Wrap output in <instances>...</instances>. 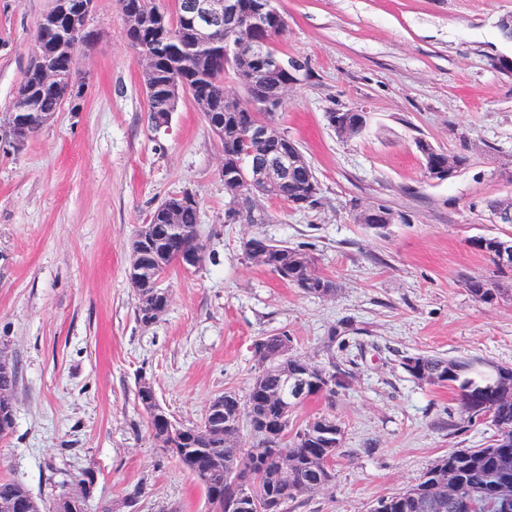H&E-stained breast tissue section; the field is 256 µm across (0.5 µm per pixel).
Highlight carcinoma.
<instances>
[{
    "label": "carcinoma",
    "instance_id": "carcinoma-1",
    "mask_svg": "<svg viewBox=\"0 0 512 512\" xmlns=\"http://www.w3.org/2000/svg\"><path fill=\"white\" fill-rule=\"evenodd\" d=\"M122 14L133 12L159 13V27L127 26L126 36L134 47H141L152 57L150 66L141 72V79L148 99L147 120L151 127L172 115L181 92L175 90V81L181 79L188 86L196 108L204 120L220 126L216 132L224 147V177L243 176L251 173L253 163L259 158V149L243 136L246 126L257 116L274 122L275 113L258 114L250 105V97L264 93L272 85L288 80L282 73L266 69L262 59L228 58L212 56L202 59L193 48L194 34L185 27L181 17H172L156 4V0H119ZM233 76L244 91L235 97L224 90V77ZM31 100L36 110L50 118L67 102L64 88L44 87L35 73L26 71L17 86L7 111ZM316 179L309 164L293 170L288 186L269 185L257 195L278 200L285 192H294ZM178 214L185 236L177 242L159 243L155 240L166 216ZM150 223L154 229L138 241L132 251L140 253L137 259L129 258L127 279L140 278L141 287L135 290L136 316L139 321L148 319L146 305L162 304L158 289L153 287V276L176 268V257L185 244L194 239L198 224V203L185 192L162 200L152 211ZM258 249L271 254L266 267L283 281L300 287L305 293L331 296L336 293V282L317 274L314 258L304 250L275 242L256 234ZM469 292L477 300L492 303L507 293V289L484 280L469 282ZM293 342L287 333L262 336L256 346L274 353L282 342ZM259 371L251 379L244 394L226 391L214 398L215 414L202 417L200 423L183 427V432L171 436L168 427L159 418L161 405L153 398L152 390L137 381L136 395L141 409L147 416L151 433L159 447L170 453L179 465L190 473L202 487L209 505V512H282L283 495L293 498L315 493L329 485L333 479V466L340 448L341 438L308 435L302 425L288 433V450L293 453V467L288 474V484L276 477V460L267 455L265 479L258 484L257 493L249 501L250 508L232 507L234 491L226 480L243 473L250 450L241 445L239 432L247 409L259 417L273 420L280 418L279 406L296 407V390L293 381L305 379L311 396L332 395L346 386L347 374L337 368L330 382L316 375H306L303 359L288 354V359H270L264 355L255 358ZM416 362L428 377H442L441 385L456 393L462 412L469 420L485 423L493 431L489 443L478 448L451 450L435 458L427 467L422 479L415 485L376 501L377 512H512V503L504 505L497 499V492L506 486L512 489V393L505 388L512 385V367L497 366L484 371L486 362L479 358L446 359L419 355ZM478 386L492 389L486 396L488 416L481 418L473 413L469 395ZM280 393V405L268 403L267 395ZM428 499L442 500L438 509L424 507ZM25 504L33 512H44L29 490L20 482L0 479V502Z\"/></svg>",
    "mask_w": 512,
    "mask_h": 512
}]
</instances>
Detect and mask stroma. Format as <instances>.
<instances>
[{
    "label": "stroma",
    "mask_w": 512,
    "mask_h": 512,
    "mask_svg": "<svg viewBox=\"0 0 512 512\" xmlns=\"http://www.w3.org/2000/svg\"><path fill=\"white\" fill-rule=\"evenodd\" d=\"M52 0H0V111L23 80L36 24ZM276 46L301 58L277 126L315 170L320 203L262 201L263 224L224 221V156L190 97L168 127L147 122L142 60L118 0H96L97 39L77 51L79 109L63 105L18 151L0 150V351L18 369L14 428L0 438V478L43 505L85 472L89 512H208L201 486L153 440L135 392L149 378L163 409L198 423L209 402L244 392L251 346L287 332L295 351L339 366L348 385L297 406L295 424L340 422L334 478L288 512H370L419 480L438 456L487 444L447 387L422 384L404 357H477L512 366V297L486 304L472 279L496 277L471 241L511 235L488 201L512 198V0H278ZM361 109L344 139L327 115ZM466 156L429 180L416 140ZM195 195L204 261L163 282L167 311L141 323L126 277L134 229L164 198ZM402 221L376 230L358 211ZM310 253L335 295L304 293L248 260L253 232Z\"/></svg>",
    "instance_id": "obj_1"
}]
</instances>
